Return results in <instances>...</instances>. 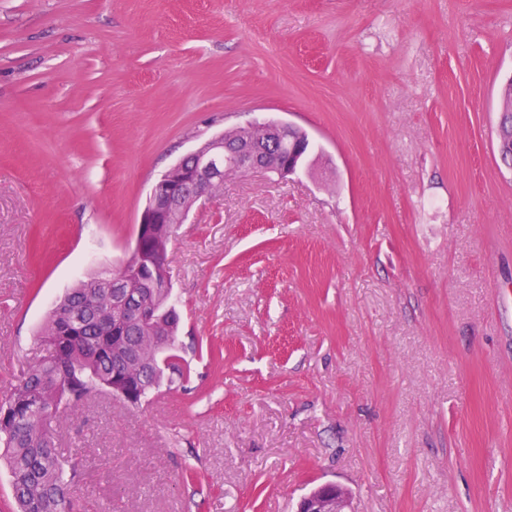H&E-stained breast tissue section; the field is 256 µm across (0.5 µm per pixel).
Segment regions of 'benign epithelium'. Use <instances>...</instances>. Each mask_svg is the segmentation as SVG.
I'll list each match as a JSON object with an SVG mask.
<instances>
[{
  "mask_svg": "<svg viewBox=\"0 0 512 512\" xmlns=\"http://www.w3.org/2000/svg\"><path fill=\"white\" fill-rule=\"evenodd\" d=\"M248 134L226 145L219 134L201 143L186 155V160L162 174L151 186L146 204L134 231L131 261L138 262L149 250L160 224H183L196 204L209 197L207 184L224 180L227 173L263 171L281 178L297 173L303 166L313 143L309 134L293 122L271 119L255 122ZM102 285L112 290L115 304L123 309L126 322L147 326L157 320L161 305L136 302L130 296L132 278L115 272L103 278ZM151 288H170L168 260L156 261ZM295 512H353L349 493L335 483H325L310 491L298 502Z\"/></svg>",
  "mask_w": 512,
  "mask_h": 512,
  "instance_id": "benign-epithelium-1",
  "label": "benign epithelium"
}]
</instances>
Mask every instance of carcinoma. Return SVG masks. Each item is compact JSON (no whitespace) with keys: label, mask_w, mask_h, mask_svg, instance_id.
Wrapping results in <instances>:
<instances>
[{"label":"carcinoma","mask_w":512,"mask_h":512,"mask_svg":"<svg viewBox=\"0 0 512 512\" xmlns=\"http://www.w3.org/2000/svg\"><path fill=\"white\" fill-rule=\"evenodd\" d=\"M503 115L497 141L499 154L512 161V84L503 85ZM82 306L88 322L79 336L67 334L66 318L73 305ZM112 294L92 276L70 289L40 331L48 355L13 385L0 399V460L8 467L17 512H69L80 481L79 464L58 452L52 419L79 410L98 391L117 393L137 390L151 363L167 354L176 359L175 347L164 351L153 340L167 336L176 342L180 318H169L153 327H138L134 339L140 365L116 361L112 328L99 324L112 318Z\"/></svg>","instance_id":"1"}]
</instances>
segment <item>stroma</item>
Returning <instances> with one entry per match:
<instances>
[{
    "mask_svg": "<svg viewBox=\"0 0 512 512\" xmlns=\"http://www.w3.org/2000/svg\"><path fill=\"white\" fill-rule=\"evenodd\" d=\"M512 0H0V396L156 178L269 117L169 244L187 378L57 426L76 512H512ZM500 101L503 102L502 109L505 110L500 118L497 128V141L498 151L500 155L512 162L511 155V140H512V83L510 85L504 84L501 88ZM502 141L506 147V152L502 149ZM510 154V155H509ZM295 512H353L349 493L335 483H325L298 502Z\"/></svg>",
    "mask_w": 512,
    "mask_h": 512,
    "instance_id": "1",
    "label": "stroma"
}]
</instances>
